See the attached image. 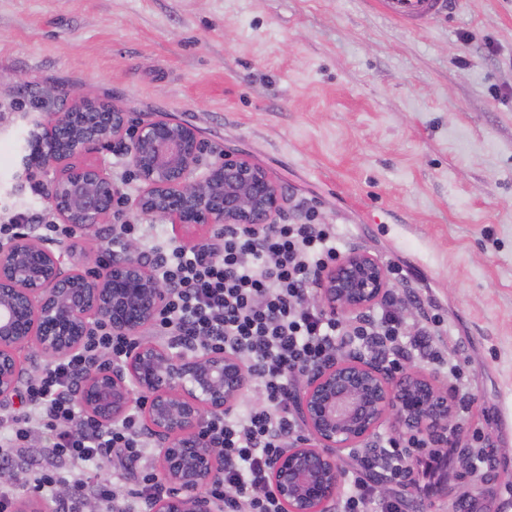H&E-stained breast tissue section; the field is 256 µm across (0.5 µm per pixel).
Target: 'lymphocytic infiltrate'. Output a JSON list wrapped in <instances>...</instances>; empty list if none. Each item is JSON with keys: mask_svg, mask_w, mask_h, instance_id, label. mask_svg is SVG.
<instances>
[{"mask_svg": "<svg viewBox=\"0 0 512 512\" xmlns=\"http://www.w3.org/2000/svg\"><path fill=\"white\" fill-rule=\"evenodd\" d=\"M339 253L335 225L317 223L312 209L301 224H280L270 231L225 225L201 245L167 242L150 249L152 268L168 293L150 326L153 335L176 346L239 353L264 395L263 406L205 422L206 439L220 451L219 472L208 492L223 502L224 512H283L270 474L286 439L301 436L299 419L288 405L294 377L325 361L337 347L377 354L393 367L415 359L436 364L446 369L462 401L472 398L460 365L445 357L436 342L440 318L408 336L402 320L387 309L348 323L308 304L318 271ZM131 345L129 336L101 326L82 350L48 363L40 376L28 380L21 390L23 407L0 415V427L8 430L0 438V459L9 460L11 449L21 447L33 429L55 432L54 454L76 464L117 457L133 476L123 495L106 479L73 481L72 502L95 496L111 502L112 512H153L171 489L141 464L146 440L138 413L106 424L86 414L75 395L80 377L99 354L118 363ZM422 449L429 463L440 454L419 434L382 437L380 453L361 457L352 472L338 512H373V471H384L394 486L409 484L414 454Z\"/></svg>", "mask_w": 512, "mask_h": 512, "instance_id": "obj_1", "label": "lymphocytic infiltrate"}]
</instances>
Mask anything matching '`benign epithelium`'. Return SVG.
Returning <instances> with one entry per match:
<instances>
[{
  "mask_svg": "<svg viewBox=\"0 0 512 512\" xmlns=\"http://www.w3.org/2000/svg\"><path fill=\"white\" fill-rule=\"evenodd\" d=\"M70 97L67 112L34 123L32 152L24 162L60 169L52 181V206L62 223L90 233L111 217L117 191L105 167H77L72 159L124 140L128 116L78 92ZM81 115L93 120L74 132ZM131 134L130 162L141 182L133 205L176 231L207 224L270 230L283 214L279 185L249 158L226 153L199 170L205 144L174 117L139 122ZM389 285L388 269L376 256L352 249L319 272L312 301L351 320L380 304ZM165 301L163 284L130 247L99 272L74 268L69 253L30 234L0 245V404L19 390L22 349L33 346L43 358L59 359L81 348L102 323L135 336ZM295 382L291 404L306 437L290 441L271 471L286 512H330L345 477L344 452L370 442L387 423L400 433L425 436L434 448L456 447L461 440L454 404L430 372L346 351L297 374ZM249 385L248 366L235 352L139 341L124 361L92 366L78 400L99 421L119 423L138 398L157 441L160 473L173 486L154 512H214L212 500L200 493L219 469L203 423L231 410Z\"/></svg>",
  "mask_w": 512,
  "mask_h": 512,
  "instance_id": "obj_1",
  "label": "benign epithelium"
}]
</instances>
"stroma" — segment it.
<instances>
[{
  "mask_svg": "<svg viewBox=\"0 0 512 512\" xmlns=\"http://www.w3.org/2000/svg\"><path fill=\"white\" fill-rule=\"evenodd\" d=\"M132 120L162 113L194 128L204 163L233 152L274 177L284 222L316 208L346 249L398 267L390 294L418 327L444 319L440 345L459 360L474 400L457 405L468 437L492 453L477 473L418 497L409 512H504L512 504V0H453L417 29L369 0H0V213L57 222L52 169L27 174L34 121L66 110L71 89ZM107 167L127 202L95 236L63 247L81 270L109 264L113 225H145L139 251L173 239L132 200L140 181L128 145L75 159ZM37 432L10 465L34 499L37 472L105 478L124 488L120 459L81 469Z\"/></svg>",
  "mask_w": 512,
  "mask_h": 512,
  "instance_id": "35a3bbf8",
  "label": "stroma"
}]
</instances>
